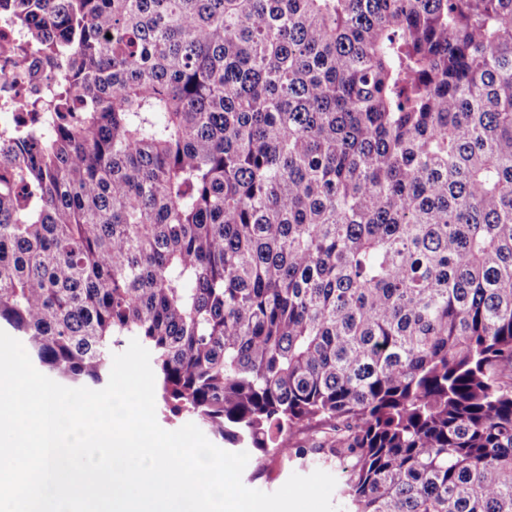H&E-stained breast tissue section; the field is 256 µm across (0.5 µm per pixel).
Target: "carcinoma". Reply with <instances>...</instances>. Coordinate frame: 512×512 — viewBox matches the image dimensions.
Here are the masks:
<instances>
[{"label":"carcinoma","instance_id":"carcinoma-1","mask_svg":"<svg viewBox=\"0 0 512 512\" xmlns=\"http://www.w3.org/2000/svg\"><path fill=\"white\" fill-rule=\"evenodd\" d=\"M57 61L0 133V327L150 352L347 512H512V0H0Z\"/></svg>","mask_w":512,"mask_h":512}]
</instances>
